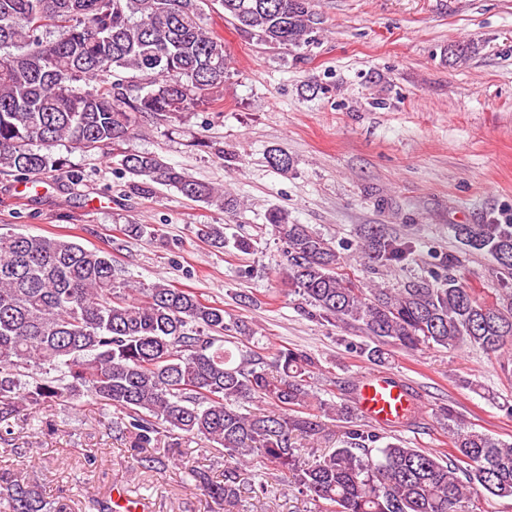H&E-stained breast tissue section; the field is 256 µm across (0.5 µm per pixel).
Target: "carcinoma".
Instances as JSON below:
<instances>
[{
  "label": "carcinoma",
  "instance_id": "obj_1",
  "mask_svg": "<svg viewBox=\"0 0 512 512\" xmlns=\"http://www.w3.org/2000/svg\"><path fill=\"white\" fill-rule=\"evenodd\" d=\"M315 0H0V174L40 179L60 172L61 143L89 152L110 148L136 178L131 189L174 190L222 212L237 210L224 188L195 179L156 153H127L142 119L180 121L221 99L229 59L224 38L204 25L206 11L276 49L309 43ZM282 173L292 160L268 153ZM286 245L288 284L314 316L361 330L360 352L383 364L389 348L448 350L469 345L512 372V224H454L456 241L484 252L501 270L491 302L462 277L430 272L397 288H365L342 272L347 257L288 213L267 215ZM198 236L216 248L224 226ZM356 250L384 268L404 265L411 241L368 226ZM248 339L243 321L165 281L135 286L112 255L62 236L0 233V426L11 434L18 405L88 396L121 415L109 430L135 448L180 447L184 438L224 449V479L186 468L214 502L238 504L240 471L259 460L291 472L318 512H460L472 499H512V443L462 426L442 412L452 448L441 455L403 441L378 448V435L345 428L331 452L302 459L329 441L323 418L350 421L349 401L330 404L308 388L317 360L302 350L275 353L272 368L253 350L239 359L228 333ZM256 401L267 412H240ZM0 512H63L25 479L0 472Z\"/></svg>",
  "mask_w": 512,
  "mask_h": 512
}]
</instances>
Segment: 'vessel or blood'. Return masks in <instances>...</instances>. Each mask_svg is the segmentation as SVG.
I'll return each mask as SVG.
<instances>
[{
	"mask_svg": "<svg viewBox=\"0 0 512 512\" xmlns=\"http://www.w3.org/2000/svg\"><path fill=\"white\" fill-rule=\"evenodd\" d=\"M411 402L408 387L399 378L377 374L362 380L357 388L356 406L372 424L392 426Z\"/></svg>",
	"mask_w": 512,
	"mask_h": 512,
	"instance_id": "1",
	"label": "vessel or blood"
}]
</instances>
